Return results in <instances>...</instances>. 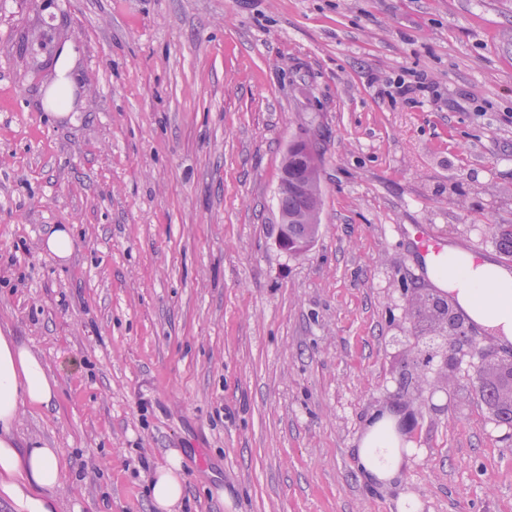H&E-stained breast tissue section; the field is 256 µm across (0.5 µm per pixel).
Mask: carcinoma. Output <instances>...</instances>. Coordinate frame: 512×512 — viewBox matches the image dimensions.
<instances>
[{
  "mask_svg": "<svg viewBox=\"0 0 512 512\" xmlns=\"http://www.w3.org/2000/svg\"><path fill=\"white\" fill-rule=\"evenodd\" d=\"M288 156L291 157L288 163L289 176H296L295 167L305 163L311 177L308 191L299 192L290 188L279 197L280 217L284 221L280 234L290 241L291 251L300 253L318 235V229L308 223V217L320 212L322 205L319 154L309 140L300 139L288 147Z\"/></svg>",
  "mask_w": 512,
  "mask_h": 512,
  "instance_id": "1",
  "label": "carcinoma"
}]
</instances>
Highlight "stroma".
I'll return each instance as SVG.
<instances>
[{
    "instance_id": "obj_1",
    "label": "stroma",
    "mask_w": 512,
    "mask_h": 512,
    "mask_svg": "<svg viewBox=\"0 0 512 512\" xmlns=\"http://www.w3.org/2000/svg\"><path fill=\"white\" fill-rule=\"evenodd\" d=\"M301 136L321 226L293 254ZM416 225L512 268V0H0V330L58 381L19 435L59 449L62 512H152L172 448L181 512H512L511 430L471 387L512 347L434 370L432 403L400 385L415 336L446 349ZM381 410L411 421L396 488L354 468ZM288 160L283 167V179L280 181V189L286 190L279 200V210L281 221L288 222V224H281L280 234L287 237H281L280 241L284 248L288 249V241H290V250L295 253L304 251L309 244L318 235V228H312V224H317L316 217H308L312 213L320 214L322 205V192L320 185V167H319V154L314 150L311 142L308 139H300L294 141L288 147ZM307 160V167L309 171V179L311 178V186L307 192L305 182L297 183L296 187L302 192L295 191L288 188V175L290 177L296 176L295 167L303 164ZM289 250V249H288ZM43 249L59 259H67L75 248L70 231L64 226L50 227L43 240ZM148 494L157 512H179L186 494V478L180 452L169 451L166 463L157 466L148 479Z\"/></svg>"
}]
</instances>
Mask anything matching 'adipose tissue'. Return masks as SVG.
<instances>
[{
  "instance_id": "adipose-tissue-1",
  "label": "adipose tissue",
  "mask_w": 512,
  "mask_h": 512,
  "mask_svg": "<svg viewBox=\"0 0 512 512\" xmlns=\"http://www.w3.org/2000/svg\"><path fill=\"white\" fill-rule=\"evenodd\" d=\"M433 281L476 325L512 343V271L474 253L448 250L435 259ZM58 381L43 357L27 343L0 331V501L10 512H61L56 495L63 474L59 451L38 440L20 441L22 406L50 407ZM360 480L366 484L399 479L403 458L394 421L374 415L354 451ZM154 512H177L186 494L181 454L169 451L166 462L148 479Z\"/></svg>"
}]
</instances>
